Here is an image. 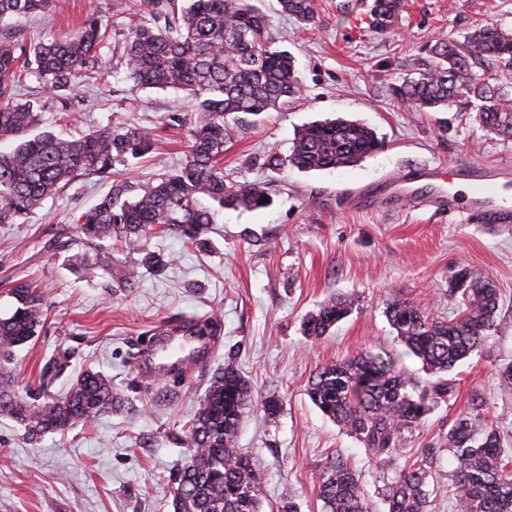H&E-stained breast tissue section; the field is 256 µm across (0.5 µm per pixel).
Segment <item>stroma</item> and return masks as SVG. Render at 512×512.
Listing matches in <instances>:
<instances>
[{"label":"stroma","mask_w":512,"mask_h":512,"mask_svg":"<svg viewBox=\"0 0 512 512\" xmlns=\"http://www.w3.org/2000/svg\"><path fill=\"white\" fill-rule=\"evenodd\" d=\"M366 3L316 0V22L304 28L281 13L277 0H259L270 35L296 60L302 91L277 110L228 116L225 181L262 184L272 203L224 211L207 250L148 235L145 250L175 260L160 274L140 270L130 285L120 278L134 256L120 246L112 248L111 270L73 266L81 247L72 218L109 186L96 176L66 185L25 219L0 224V317L13 305L8 289L23 281L41 292L45 313L38 334L15 350L14 399L29 401L41 368L63 354L69 363L50 385L52 394H65L78 373L93 368L110 376L123 398L118 411L36 439L0 415V512H169L172 474L191 453L185 424L227 362L252 386L238 445L263 472L264 512L287 499L299 512H321L319 480L339 453L361 471L372 512H385L393 467L379 465L311 403L308 381L326 362L398 348L385 316L392 297L450 316L448 271L459 265L498 289L494 327L481 351L453 371L456 398L413 429L395 462L426 457L433 512H458L447 440L456 415L480 400L512 447V388L500 379L512 364V226L413 200L379 208L348 195L416 168L512 165V140L486 135L474 113L417 112L390 92L430 42L463 40L484 20L512 31V0H406L384 35L369 29ZM94 5L108 17L106 40L120 56L137 21L129 0H56L51 22L26 17L16 28L28 43L61 38ZM70 101L68 112L44 113L42 130L67 138L135 125L156 133L153 152L128 171L132 193L183 161L193 119L184 94L140 88L116 67L77 81ZM335 117L374 128L382 149L333 172L267 168V156L288 154L303 125ZM337 294L354 298L350 315L327 336H305L303 318ZM186 320L218 332L214 353L174 357L169 372L153 353L142 367L131 365L150 336ZM271 395L281 402L272 419L261 408Z\"/></svg>","instance_id":"stroma-1"}]
</instances>
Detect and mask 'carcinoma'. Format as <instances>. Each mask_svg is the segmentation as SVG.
I'll return each mask as SVG.
<instances>
[{
    "mask_svg": "<svg viewBox=\"0 0 512 512\" xmlns=\"http://www.w3.org/2000/svg\"><path fill=\"white\" fill-rule=\"evenodd\" d=\"M281 12L310 26L315 0H278ZM134 13L149 16L131 27L120 65L144 89L183 92L195 118L184 161L157 182L129 196L124 180L73 218L80 245L108 259L112 242L133 251L147 234H173L199 248L208 246L211 205L256 210L272 199L258 183H224V118L235 113L258 116L280 107L301 90L294 57L274 46L265 14L253 0H134ZM52 0H0V137L14 141L0 154V223L13 224L73 180L89 175L114 176L117 164L149 154L154 133L131 126L122 132L99 129L64 139L35 132L48 104L69 108L67 92L77 78L95 79L112 61L103 42L108 25L92 10L85 23L64 39L26 46L16 18L50 17ZM403 12L402 0H371L369 27L386 34ZM512 69V33L482 24L463 41L429 45L410 76L392 87L399 102L423 112H474L490 136L512 139V97L493 85L487 70ZM34 77L42 95L19 97ZM383 141L376 131L344 118L304 125L285 157L273 156L281 169L334 171L376 154ZM174 256L146 252L138 265L161 273ZM448 300L455 316L434 317L398 296L386 303L385 316L405 354L418 358L427 378L397 368L401 355L380 351L331 361L317 369L307 395L313 405L354 437L373 458L388 465L406 434L456 387L448 374L479 350L494 325L499 298L493 284L472 276L464 266L450 271ZM15 309L0 317V415L24 426L29 438L64 431L112 412L122 402L112 378L87 370L66 394L47 392L18 402L9 389L14 379V349L31 340L44 315L41 293L26 282L9 289ZM354 299L331 297L304 322L311 338L327 335L351 311ZM61 357L46 364V388L66 367ZM249 381L233 366L213 374L187 432L192 448L175 476L172 512H262V473L248 451L238 447L243 413L251 403ZM453 491L458 512H512V452L504 448L500 422L486 419L476 401L448 429ZM426 460L406 461L395 471L385 501L388 512H432L425 490ZM323 512H370L363 477L342 456L330 461L319 481Z\"/></svg>",
    "mask_w": 512,
    "mask_h": 512,
    "instance_id": "obj_1",
    "label": "carcinoma"
}]
</instances>
